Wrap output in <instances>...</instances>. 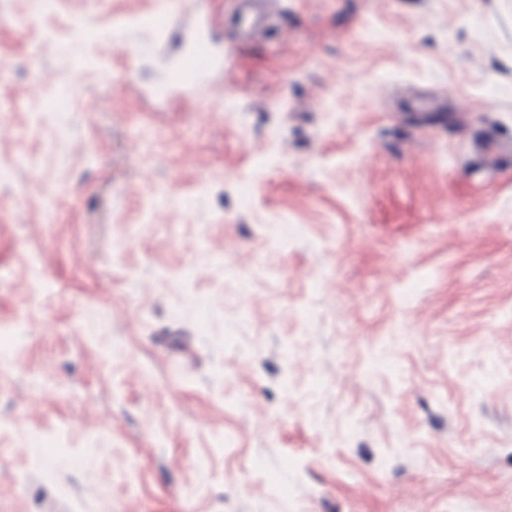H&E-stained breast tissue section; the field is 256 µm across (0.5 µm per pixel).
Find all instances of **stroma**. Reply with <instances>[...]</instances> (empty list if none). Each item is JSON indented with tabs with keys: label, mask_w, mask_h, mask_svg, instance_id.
I'll list each match as a JSON object with an SVG mask.
<instances>
[{
	"label": "stroma",
	"mask_w": 512,
	"mask_h": 512,
	"mask_svg": "<svg viewBox=\"0 0 512 512\" xmlns=\"http://www.w3.org/2000/svg\"><path fill=\"white\" fill-rule=\"evenodd\" d=\"M237 5L0 0V512H512V0Z\"/></svg>",
	"instance_id": "obj_1"
}]
</instances>
